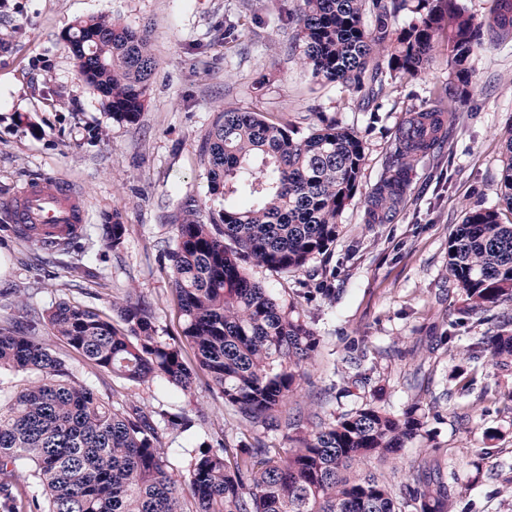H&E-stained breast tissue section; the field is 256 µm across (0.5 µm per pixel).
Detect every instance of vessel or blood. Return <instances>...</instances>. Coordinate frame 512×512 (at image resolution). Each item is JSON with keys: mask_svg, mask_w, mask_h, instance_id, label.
Returning <instances> with one entry per match:
<instances>
[{"mask_svg": "<svg viewBox=\"0 0 512 512\" xmlns=\"http://www.w3.org/2000/svg\"><path fill=\"white\" fill-rule=\"evenodd\" d=\"M0 209L35 236L54 233L68 225H82L86 217L80 192L73 185L52 180L24 185L0 203Z\"/></svg>", "mask_w": 512, "mask_h": 512, "instance_id": "obj_1", "label": "vessel or blood"}]
</instances>
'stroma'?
I'll return each instance as SVG.
<instances>
[{
    "instance_id": "35a3bbf8",
    "label": "stroma",
    "mask_w": 512,
    "mask_h": 512,
    "mask_svg": "<svg viewBox=\"0 0 512 512\" xmlns=\"http://www.w3.org/2000/svg\"><path fill=\"white\" fill-rule=\"evenodd\" d=\"M301 0H0V199L29 181L54 178L81 192L87 231L66 250L47 255L15 237L0 215V320L24 290L28 309L59 301L110 311L126 293L150 305L159 336H178L182 319L168 276L176 246L175 217L195 199L203 215L220 208L208 193L201 162L205 139L227 104L301 130L320 118L354 131L364 144L359 188L338 218L326 255L281 276L252 268L281 300L298 299L320 345L304 368L286 409L301 430L315 417L373 402L400 413L420 406L427 432L395 459L371 463L395 489L412 482L424 463L438 465L464 495L457 512H512V370L491 355L478 368L467 361L473 337L494 335L512 303L486 321L459 314L461 293L448 274V236L466 212L496 209L502 153L512 140V37L488 44L470 61L466 95L449 94L457 120L444 148L414 168L412 187L392 223L370 224L366 200L390 158L396 129L454 77L446 54L416 77L386 76L383 90L363 101L352 89L312 78L298 61ZM107 14L144 32L157 66L138 121H112L100 97L80 86L63 39L78 21ZM236 25L224 42L220 28ZM107 129L96 137V128ZM119 211L127 227L119 248L102 226ZM326 281L335 296L302 297L306 285ZM455 340L441 341L445 329ZM54 350L72 378L115 408L141 407L157 416L189 411L193 427L161 433L168 470L183 479V450L215 437L236 448L263 440L289 447L288 429L238 425L206 375L191 392L136 386L98 370L62 342ZM473 380L440 399L449 378Z\"/></svg>"
}]
</instances>
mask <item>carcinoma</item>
Instances as JSON below:
<instances>
[{
	"label": "carcinoma",
	"mask_w": 512,
	"mask_h": 512,
	"mask_svg": "<svg viewBox=\"0 0 512 512\" xmlns=\"http://www.w3.org/2000/svg\"><path fill=\"white\" fill-rule=\"evenodd\" d=\"M408 0H302V63L313 78L349 86L372 98L383 74L416 75L446 35L448 66L462 87L469 62L489 43L512 34L504 3L494 0L476 24L460 0L436 5L407 27L392 17ZM371 16L365 22V15ZM82 61L81 82L105 101L112 120L135 123L146 102L156 59L147 37L109 15L78 22L64 36ZM448 105L439 95L413 111L398 129L394 152L371 190L370 224L396 215L410 189L414 166L442 142ZM362 140L334 121L303 134L289 123L226 106L204 150L208 190L224 202L205 223L196 201L181 204L170 278L182 317L179 337L157 335L151 307L130 298L108 315L59 302L41 316L0 324V370L36 374L0 412V499L5 512H184L189 490L194 512H454L460 492L440 474L424 473L396 494L393 486L358 468L386 462L426 428L418 408L396 414L374 403L318 419L290 448L257 439L243 448L224 443L184 449V483L168 471L158 425L137 406L114 410L72 379L42 330L99 371L139 385L191 390L206 374L240 425L275 429L320 338L295 303H284L249 274L261 267L286 276L323 255L336 239L337 220L359 187ZM501 198L512 211V140L506 144ZM109 246L123 243L127 227L114 213L103 225ZM21 239L54 251L84 228L60 229L52 241L12 225ZM448 273L461 289L466 315L512 303V224L497 212L467 213L448 236ZM189 346L196 359L184 357ZM490 350L496 364L512 367V330L480 337L469 359ZM185 432L182 411L163 417ZM29 470L31 493L17 496L12 479Z\"/></svg>",
	"instance_id": "carcinoma-1"
}]
</instances>
